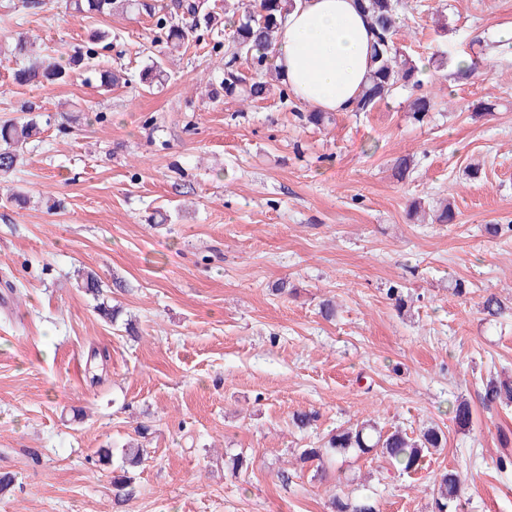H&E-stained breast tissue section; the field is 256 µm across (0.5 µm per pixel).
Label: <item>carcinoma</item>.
<instances>
[{"mask_svg":"<svg viewBox=\"0 0 512 512\" xmlns=\"http://www.w3.org/2000/svg\"><path fill=\"white\" fill-rule=\"evenodd\" d=\"M290 0H243L235 8L225 27L229 28L231 46L224 47L220 41L214 42L212 53L224 58V93L240 96L244 102L264 100L270 94V84L263 76L272 70L269 53L276 34L285 20L286 4ZM374 31L375 41L372 52V68L369 81L358 96L354 111L370 112L379 103L390 97L399 88L420 89L422 80L415 63L402 56L394 47L393 36L397 29V0H358ZM74 13L83 17L110 15L112 11L136 10L154 19L152 43H162L171 51H177L189 42V37L200 30L213 32L218 29V20L210 12L201 10L196 0H178L179 14L163 13L156 9L151 0H70ZM110 33L95 29L89 35V47L85 54L65 58V54L45 56L14 71V80L23 85L33 82L65 80L69 75V65H76L83 59H91L97 54L96 46L106 42ZM245 57L251 61L256 78L248 83L234 70L236 61ZM165 68L162 59L151 58L139 72L140 84L148 90L162 84ZM434 107L433 98L422 93L411 102L413 118L424 120ZM40 133L37 120L31 118L23 122L0 125V178H6L14 171L22 159L24 148L29 140ZM482 313L489 318H498L505 311V304L494 294L482 301ZM485 402L489 404L512 403V381L490 379L484 385ZM453 419L461 427L472 422L470 405L460 401L453 407ZM447 438L442 429L429 425L414 437L400 429L383 431L371 421L354 428L333 433L321 448H304L299 453V461L323 460L324 457L355 449L365 455L373 453L396 465L405 473L417 471L427 453L446 447ZM461 477L444 470L436 475L433 496L437 512H448L449 506L461 494ZM334 512H375V506L368 499L359 501L348 497H336L332 502Z\"/></svg>","mask_w":512,"mask_h":512,"instance_id":"cac0c4a2","label":"carcinoma"}]
</instances>
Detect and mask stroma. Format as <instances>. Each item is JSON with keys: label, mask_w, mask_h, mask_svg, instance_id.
Masks as SVG:
<instances>
[{"label": "stroma", "mask_w": 512, "mask_h": 512, "mask_svg": "<svg viewBox=\"0 0 512 512\" xmlns=\"http://www.w3.org/2000/svg\"><path fill=\"white\" fill-rule=\"evenodd\" d=\"M398 17L397 49L432 63L435 109L416 121L401 89L317 128L292 98L202 97L224 77L204 40L142 91L158 51L148 16L0 0V122L42 124L0 183V474L14 478L0 512H331L337 495L435 512L446 468L464 478L451 512H512V469L496 466L512 406L483 401L486 379L512 377V315L481 311L491 293L512 302V230H485L512 227V47L493 38L512 0H399ZM93 27L111 31L97 68L128 85L105 93L81 70L14 82L19 36L72 54ZM461 56L478 62L466 80ZM402 155L414 159L403 181ZM14 191L32 203L14 206ZM444 198L454 223L407 214ZM87 272L116 322L80 288ZM394 283L410 311L388 299ZM459 398L466 428L449 412ZM298 412L317 418L301 430ZM365 420L412 437L433 424L447 446L412 474L370 454L298 461ZM140 427L144 460L116 490ZM237 453L250 464L234 474L224 461ZM149 62L139 72L140 84L148 90H153L164 81L165 68L162 59H148Z\"/></svg>", "instance_id": "stroma-1"}]
</instances>
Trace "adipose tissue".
Returning <instances> with one entry per match:
<instances>
[{
	"label": "adipose tissue",
	"mask_w": 512,
	"mask_h": 512,
	"mask_svg": "<svg viewBox=\"0 0 512 512\" xmlns=\"http://www.w3.org/2000/svg\"><path fill=\"white\" fill-rule=\"evenodd\" d=\"M371 42L357 0H293L271 62L309 108L349 112L369 76Z\"/></svg>",
	"instance_id": "ef3b65f1"
}]
</instances>
